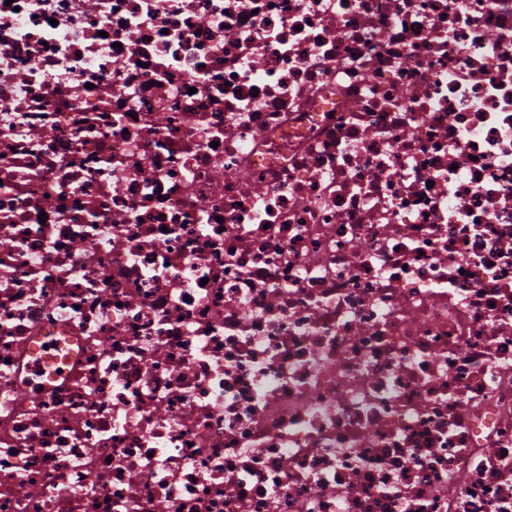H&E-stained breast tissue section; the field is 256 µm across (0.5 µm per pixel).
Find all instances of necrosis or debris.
Here are the masks:
<instances>
[{
	"instance_id": "necrosis-or-debris-1",
	"label": "necrosis or debris",
	"mask_w": 512,
	"mask_h": 512,
	"mask_svg": "<svg viewBox=\"0 0 512 512\" xmlns=\"http://www.w3.org/2000/svg\"><path fill=\"white\" fill-rule=\"evenodd\" d=\"M0 512H512V0H0Z\"/></svg>"
}]
</instances>
